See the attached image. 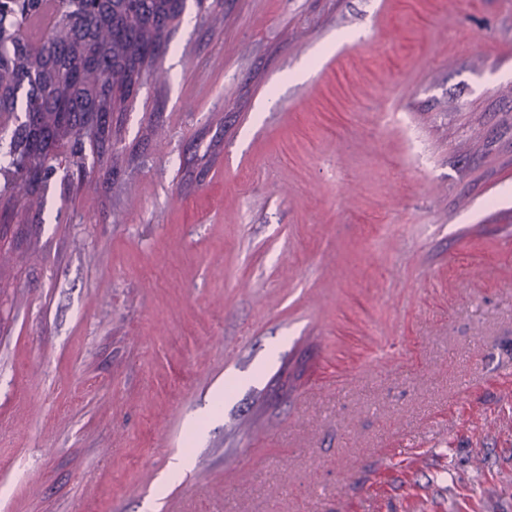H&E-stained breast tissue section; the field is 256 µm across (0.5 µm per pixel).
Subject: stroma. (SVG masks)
Masks as SVG:
<instances>
[{
    "instance_id": "obj_1",
    "label": "stroma",
    "mask_w": 512,
    "mask_h": 512,
    "mask_svg": "<svg viewBox=\"0 0 512 512\" xmlns=\"http://www.w3.org/2000/svg\"><path fill=\"white\" fill-rule=\"evenodd\" d=\"M184 13L0 223V512H512V0Z\"/></svg>"
}]
</instances>
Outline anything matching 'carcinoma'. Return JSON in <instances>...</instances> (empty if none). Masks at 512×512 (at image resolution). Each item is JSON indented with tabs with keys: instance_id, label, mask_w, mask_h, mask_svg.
Returning <instances> with one entry per match:
<instances>
[{
	"instance_id": "obj_1",
	"label": "carcinoma",
	"mask_w": 512,
	"mask_h": 512,
	"mask_svg": "<svg viewBox=\"0 0 512 512\" xmlns=\"http://www.w3.org/2000/svg\"><path fill=\"white\" fill-rule=\"evenodd\" d=\"M45 0H0V176L7 201L42 209L53 151L127 110L181 22L185 0H52L46 31L27 34Z\"/></svg>"
}]
</instances>
